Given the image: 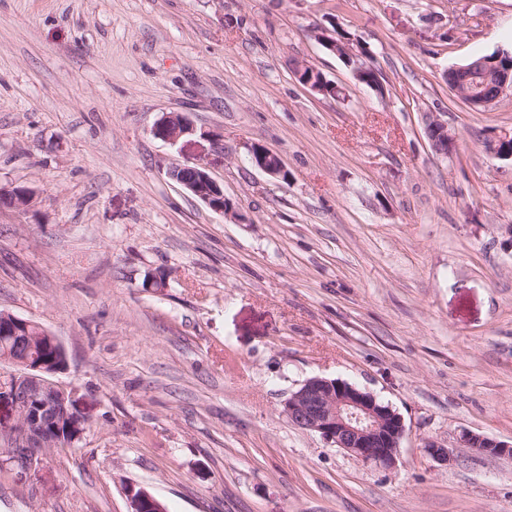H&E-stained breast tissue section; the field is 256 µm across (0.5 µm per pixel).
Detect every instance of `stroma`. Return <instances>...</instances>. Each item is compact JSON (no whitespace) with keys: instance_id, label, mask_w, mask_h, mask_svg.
<instances>
[{"instance_id":"1","label":"stroma","mask_w":512,"mask_h":512,"mask_svg":"<svg viewBox=\"0 0 512 512\" xmlns=\"http://www.w3.org/2000/svg\"><path fill=\"white\" fill-rule=\"evenodd\" d=\"M331 22L383 91L317 42ZM503 51L512 0H0V186L34 193L0 207V312L57 337L91 419L0 467V512H128L131 483L167 512H512V456L459 444L512 442V160L487 148L512 96L473 110L444 79ZM168 112L195 134L154 138ZM195 161L236 217L169 178ZM317 376L401 416L394 467L288 420ZM251 162L253 166L260 171L281 178L287 179V171L280 157L261 145H253L251 147ZM463 447L488 455H512V443H504L476 433H464L460 439Z\"/></svg>"}]
</instances>
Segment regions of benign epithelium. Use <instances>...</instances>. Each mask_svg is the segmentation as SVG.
<instances>
[{"instance_id": "benign-epithelium-1", "label": "benign epithelium", "mask_w": 512, "mask_h": 512, "mask_svg": "<svg viewBox=\"0 0 512 512\" xmlns=\"http://www.w3.org/2000/svg\"><path fill=\"white\" fill-rule=\"evenodd\" d=\"M336 31L320 27L318 42L333 53H344L356 60L355 76L373 88L382 86L372 76L375 68L359 62L360 56L350 45L336 47ZM460 84L496 80L499 94L512 91V66L504 69L497 61L481 58L466 67H454ZM191 121L181 113H167L153 126L155 138L174 145L194 134ZM430 143L437 154L444 153L441 143L452 145L447 126L438 118L427 124ZM251 162L260 171L287 179L280 157L261 145L251 147ZM168 175L189 194L211 210L224 215H238L224 196L223 187L212 178L207 166L196 162L175 167ZM4 332L12 335L14 351L1 356L18 368L0 383V405H6L8 420H0V436L10 443L9 462L20 467L40 461L34 449L47 452L59 445L71 447L82 441L88 419L81 409V396L74 387H64L52 376L66 367V353L49 331L30 335L34 322L13 314L0 313ZM284 412L296 427L320 434L336 447L366 462L392 467L400 451L404 424L400 415L380 402L375 395L339 379L312 377L292 392L284 403ZM461 443L488 455H512V443H504L476 433H465ZM128 512H165V506L145 489H126Z\"/></svg>"}]
</instances>
